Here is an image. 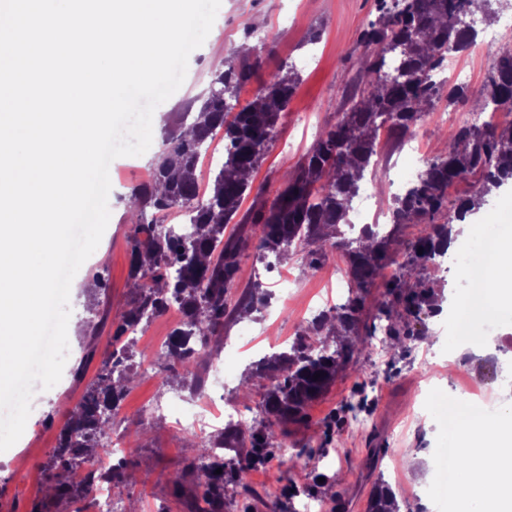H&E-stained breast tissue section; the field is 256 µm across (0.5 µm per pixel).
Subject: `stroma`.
Wrapping results in <instances>:
<instances>
[{
	"instance_id": "obj_1",
	"label": "stroma",
	"mask_w": 512,
	"mask_h": 512,
	"mask_svg": "<svg viewBox=\"0 0 512 512\" xmlns=\"http://www.w3.org/2000/svg\"><path fill=\"white\" fill-rule=\"evenodd\" d=\"M375 0H222L214 25L202 46L189 56L182 86L157 107L152 124L154 142L183 127V114L210 88L214 59L250 45L251 76L239 91L240 101L252 100L268 75L284 64H294L300 81L281 113L276 134L252 176L253 188L273 199L285 170L310 150L320 131L335 123L345 90L360 67L363 49L359 35L375 13ZM498 39L490 46L460 54L456 66L459 81L469 90L464 104L440 101L412 132L401 136L380 129L376 141L375 170L367 175L363 193L371 194L385 215L398 188L387 171L401 164L414 150L432 159L444 154L445 130L455 126V117L474 111L481 104V90L489 66L503 46L512 45V27L505 15L491 22ZM153 152L113 160L108 198L110 219L100 242L106 263L87 259L70 290L71 321L96 324L97 334H69V353L61 380L51 389L35 392L31 413L18 442L0 453V512H94L91 498L75 502L46 495V468L57 437L86 385L94 380L104 354L112 348L111 320L133 296L130 278L129 200L133 188L143 186ZM257 260L246 252L240 264L238 287L247 290L261 284L271 295L270 306L280 315L271 335H263L265 312L252 317H230L223 337L211 343L197 361L200 378H208L216 358H224L233 375L226 393L229 404L251 421L257 412L264 384L253 386L243 398L241 382L250 364L281 351L289 337L311 318L308 303L326 294L329 277H346L347 258L336 253L329 261L309 267L304 253L285 260L280 272L256 280ZM102 273V287L92 286L95 273ZM292 279L294 301L284 300L281 274ZM425 284L444 286L445 300L439 312L411 322L399 340L373 333L339 372L335 384L307 410V422L278 433L273 448L253 465L245 482L227 486L224 512H296L301 499L326 504V512H369L370 497L378 481L394 492L401 512H454L442 490L435 486L437 451L446 447L451 434L470 411L454 388L455 376L471 380L497 402L512 400V315L469 322L454 300L467 291L451 258L428 265L421 274ZM467 322L472 332H491L490 341L465 347L454 335L453 322ZM172 317H164L146 332L145 356L130 371L128 391L111 418L121 432H137V448L129 458L133 481L116 486L112 494L123 512H188L187 503L198 494L199 462L196 445L223 430L220 420L203 419L191 431L182 430L170 412L146 414L147 404L166 399L163 388L145 374L154 362L153 346L169 337ZM250 327L260 342L255 351L241 354L243 327ZM440 337L432 345L430 337ZM92 360H85L86 351ZM315 449L308 459H297L300 448Z\"/></svg>"
}]
</instances>
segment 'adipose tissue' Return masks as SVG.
Wrapping results in <instances>:
<instances>
[{"instance_id":"1","label":"adipose tissue","mask_w":512,"mask_h":512,"mask_svg":"<svg viewBox=\"0 0 512 512\" xmlns=\"http://www.w3.org/2000/svg\"><path fill=\"white\" fill-rule=\"evenodd\" d=\"M461 307L477 321L512 310V237L498 245L484 298H464ZM455 439L462 454L459 512H469L474 502L480 512H512V408L457 431Z\"/></svg>"}]
</instances>
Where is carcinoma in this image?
<instances>
[{
	"instance_id": "carcinoma-1",
	"label": "carcinoma",
	"mask_w": 512,
	"mask_h": 512,
	"mask_svg": "<svg viewBox=\"0 0 512 512\" xmlns=\"http://www.w3.org/2000/svg\"><path fill=\"white\" fill-rule=\"evenodd\" d=\"M474 0H376L375 17L361 34L363 54L357 78L344 95L336 122L319 137L304 162L284 175L282 186L267 204L261 203L251 223L226 232L244 197L252 189L251 175L276 133L281 112L288 107L299 73L285 65L270 75L254 98L242 104L238 87L250 70L236 51L224 58V70L213 79L208 95L199 100L189 131L166 136L150 164L152 181L131 196L132 245L130 277L134 296L113 320L112 351L103 358L96 380L58 435L47 468L50 489L57 498L74 501L90 495L98 481L121 485L125 462L100 467L112 458L110 414L128 388L130 362L136 354L129 332L171 302L181 306L190 332L171 336L163 356L162 386L170 385L169 364L182 367L181 383L195 389L201 381L193 370L201 351L224 330V318L258 312L267 296L253 291L236 294L241 258L249 249L284 259L298 249L315 267L343 252L348 260L352 292L345 303L319 311L282 352L251 366L252 376L269 382L257 424L228 423L224 431L198 448L205 457L212 448L236 456L200 466V499L189 501V512H224V488L243 482L249 463L261 460L275 439V428L301 423L307 405L326 391L337 372L361 342L359 325L364 292L387 266L396 235L407 224L418 226L401 272L387 285L376 319L387 321V335H399L397 323L409 324L435 305L432 287L406 290L428 263L448 251L456 240L453 223L473 214L471 199H461L448 220V185L475 178V193L487 194L512 184V125L501 128L477 124L451 127L445 133L444 155L426 162L389 210L390 228L366 226L356 237L342 230L373 157L383 126L405 134L425 119L436 103L466 97L461 84L444 86L435 76L444 70L448 49L464 51L476 31L460 16L474 12ZM512 104V47L506 46L490 65L484 84L483 107ZM224 131V161L204 193L197 174L201 148L208 135ZM186 210L192 231L177 236L158 220H147V209ZM318 379H313L314 375ZM88 466L86 480L75 482L74 469ZM222 473H216L217 469ZM204 505H199V502ZM394 494L384 482L376 485L371 512H398Z\"/></svg>"
}]
</instances>
